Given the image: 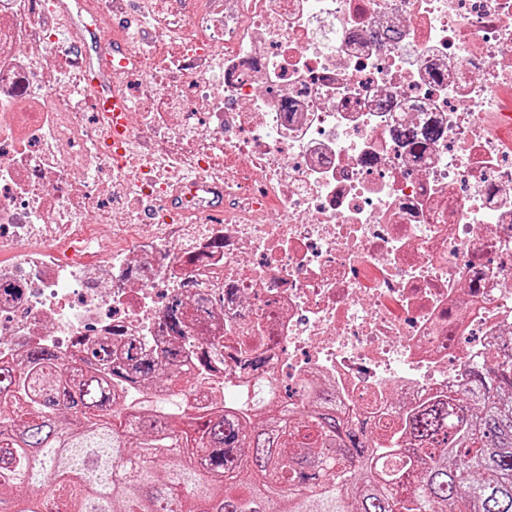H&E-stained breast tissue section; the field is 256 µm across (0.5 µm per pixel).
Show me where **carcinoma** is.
Returning <instances> with one entry per match:
<instances>
[{
    "label": "carcinoma",
    "mask_w": 512,
    "mask_h": 512,
    "mask_svg": "<svg viewBox=\"0 0 512 512\" xmlns=\"http://www.w3.org/2000/svg\"><path fill=\"white\" fill-rule=\"evenodd\" d=\"M193 315L170 307L168 335ZM223 348L214 336L156 360L132 339L115 353L92 341L71 366L37 344L0 361V512H512V350L381 447L326 386L297 411L220 398L189 415L154 400Z\"/></svg>",
    "instance_id": "1"
}]
</instances>
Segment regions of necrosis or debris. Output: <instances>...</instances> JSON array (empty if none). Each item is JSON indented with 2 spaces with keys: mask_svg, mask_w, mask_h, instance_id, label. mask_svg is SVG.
Instances as JSON below:
<instances>
[{
  "mask_svg": "<svg viewBox=\"0 0 512 512\" xmlns=\"http://www.w3.org/2000/svg\"><path fill=\"white\" fill-rule=\"evenodd\" d=\"M44 8L0 0V358L75 363L80 336L156 358L169 301L205 294L224 361L164 403L306 409L325 379L376 439L512 345V0H206L156 28L214 66L149 90L154 154L123 164Z\"/></svg>",
  "mask_w": 512,
  "mask_h": 512,
  "instance_id": "1",
  "label": "necrosis or debris"
}]
</instances>
